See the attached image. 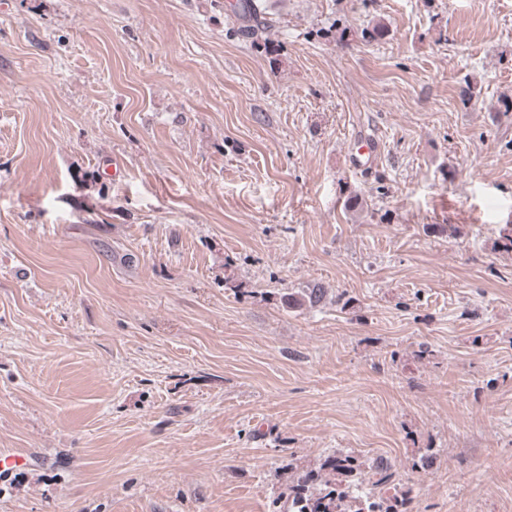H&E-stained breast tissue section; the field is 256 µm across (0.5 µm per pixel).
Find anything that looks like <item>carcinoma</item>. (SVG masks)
<instances>
[{"label": "carcinoma", "mask_w": 512, "mask_h": 512, "mask_svg": "<svg viewBox=\"0 0 512 512\" xmlns=\"http://www.w3.org/2000/svg\"><path fill=\"white\" fill-rule=\"evenodd\" d=\"M235 33L245 41L264 36L271 43L273 19L267 6L243 0L234 13ZM327 289L309 284L288 294V304L318 307L325 303ZM284 490L272 500V512H408L402 475L391 462L364 460L351 453L327 457L318 470L298 472L288 466Z\"/></svg>", "instance_id": "obj_1"}]
</instances>
